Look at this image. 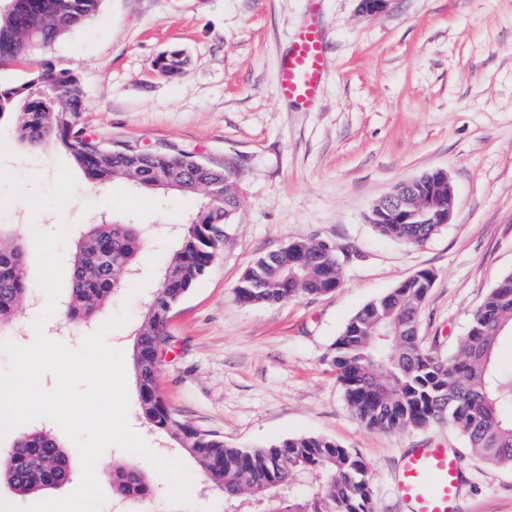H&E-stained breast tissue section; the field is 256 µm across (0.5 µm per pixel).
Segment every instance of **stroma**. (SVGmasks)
<instances>
[{"label":"stroma","instance_id":"35a3bbf8","mask_svg":"<svg viewBox=\"0 0 512 512\" xmlns=\"http://www.w3.org/2000/svg\"><path fill=\"white\" fill-rule=\"evenodd\" d=\"M310 21L325 32L326 76L307 107L279 98L276 85L294 34ZM173 51L187 60L178 77L154 66ZM44 66L79 79L81 124L103 144H173L235 180L241 206L224 251L168 321L172 348L158 386L172 409L239 447L335 439L365 459L373 512H409L395 490L404 458L440 444L462 460L457 512H512V469L478 460L445 426L368 430L330 362L349 319L423 269L435 280L419 334L451 353L496 279L512 272V0H387L370 15L358 0H104L83 29L0 68V84L23 83ZM15 124V115L0 117V224L48 233L68 221L69 250L82 225L184 223L204 200L127 181L66 195L84 174L60 147L21 143ZM431 170L454 186L450 223L421 247L381 235L372 207ZM297 239L336 246L339 288L272 305L238 301L253 261ZM172 248L154 240L107 311L129 312L107 336L123 355ZM127 385L131 428L162 457L181 460L189 501L171 504L167 479L151 466L154 494L117 500L109 474L134 455L111 447L97 462L100 512H224L222 493L139 416L136 382Z\"/></svg>","mask_w":512,"mask_h":512}]
</instances>
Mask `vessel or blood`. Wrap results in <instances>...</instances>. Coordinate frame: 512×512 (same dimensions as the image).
Returning <instances> with one entry per match:
<instances>
[{
    "label": "vessel or blood",
    "mask_w": 512,
    "mask_h": 512,
    "mask_svg": "<svg viewBox=\"0 0 512 512\" xmlns=\"http://www.w3.org/2000/svg\"><path fill=\"white\" fill-rule=\"evenodd\" d=\"M323 32L313 23L295 37L278 74L280 98L313 104L324 79ZM462 464L452 449L433 445L414 449L406 458L397 493L412 512H456Z\"/></svg>",
    "instance_id": "1"
}]
</instances>
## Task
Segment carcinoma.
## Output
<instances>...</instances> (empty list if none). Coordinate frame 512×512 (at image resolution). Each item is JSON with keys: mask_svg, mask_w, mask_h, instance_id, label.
I'll return each mask as SVG.
<instances>
[{"mask_svg": "<svg viewBox=\"0 0 512 512\" xmlns=\"http://www.w3.org/2000/svg\"><path fill=\"white\" fill-rule=\"evenodd\" d=\"M103 0H7L0 11V68L20 62L91 20ZM83 89L68 73L35 69L21 86L0 85V116L19 112L17 137L33 146L56 143L96 183L122 178L140 188L192 195L209 186L219 192L187 223L167 258L136 329L132 366L139 413L195 459L224 497V512H371L368 469L361 456L332 439L300 435L261 447L236 448L224 436L184 421L164 401L157 375L168 338L167 309L177 305L224 249L226 228L240 206L231 173L199 168L181 151L146 150L103 155L108 146L78 127ZM65 106H56L55 100ZM420 197L433 194L448 207V186L437 171L414 180ZM370 219L378 231L414 246L441 229L434 212L419 223L400 224L380 201ZM152 229L148 224L101 220L78 234L70 266L71 288L59 320L93 327L112 305L121 279L139 271ZM31 242L24 229L0 227V342L19 335L20 304L35 293L26 276ZM342 267L336 248L291 241L257 258L236 294L252 305L295 296H319L339 287ZM433 281L416 273L367 303L331 346V364L347 404L367 428L393 432L446 425L464 438L471 454L512 469V372L494 364L500 341L512 334V273L500 277L471 315L454 353L442 356L417 335V318ZM69 454L49 429L21 434L0 462V484L20 496L65 486ZM121 499L145 498L153 488L133 463L112 472Z\"/></svg>", "mask_w": 512, "mask_h": 512, "instance_id": "1", "label": "carcinoma"}]
</instances>
